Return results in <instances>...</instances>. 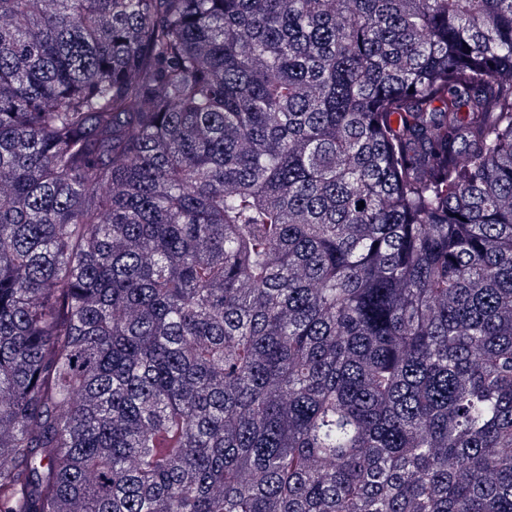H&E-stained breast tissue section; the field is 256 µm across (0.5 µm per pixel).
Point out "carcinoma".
<instances>
[{
  "label": "carcinoma",
  "instance_id": "obj_1",
  "mask_svg": "<svg viewBox=\"0 0 512 512\" xmlns=\"http://www.w3.org/2000/svg\"><path fill=\"white\" fill-rule=\"evenodd\" d=\"M0 512H512V0H0Z\"/></svg>",
  "mask_w": 512,
  "mask_h": 512
}]
</instances>
